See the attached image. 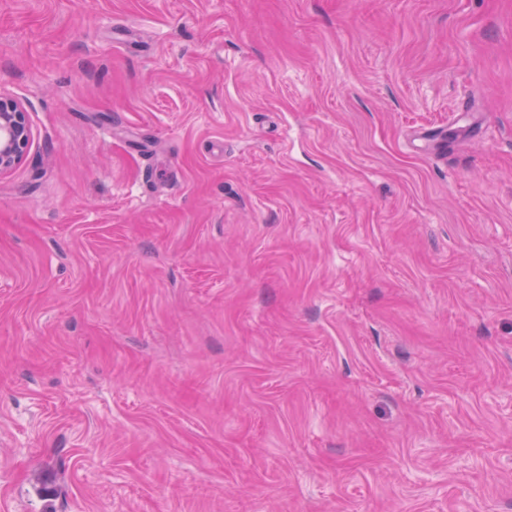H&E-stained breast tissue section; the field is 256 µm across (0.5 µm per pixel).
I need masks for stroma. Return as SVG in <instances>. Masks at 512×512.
Wrapping results in <instances>:
<instances>
[{"label":"stroma","mask_w":512,"mask_h":512,"mask_svg":"<svg viewBox=\"0 0 512 512\" xmlns=\"http://www.w3.org/2000/svg\"><path fill=\"white\" fill-rule=\"evenodd\" d=\"M0 512H512V0H0ZM29 139L26 110L14 100L0 99V176L21 163Z\"/></svg>","instance_id":"stroma-1"}]
</instances>
